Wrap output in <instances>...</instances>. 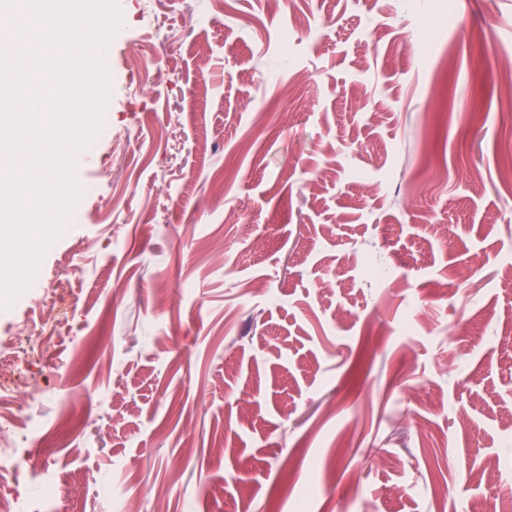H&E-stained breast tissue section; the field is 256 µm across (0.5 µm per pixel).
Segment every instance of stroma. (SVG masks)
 I'll return each instance as SVG.
<instances>
[{"label":"stroma","mask_w":512,"mask_h":512,"mask_svg":"<svg viewBox=\"0 0 512 512\" xmlns=\"http://www.w3.org/2000/svg\"><path fill=\"white\" fill-rule=\"evenodd\" d=\"M119 6L79 217L0 311L34 397L0 400V496L47 468L69 512H470L475 457L512 512V0ZM17 471V460L12 443L4 430L0 432V479H8Z\"/></svg>","instance_id":"obj_1"}]
</instances>
